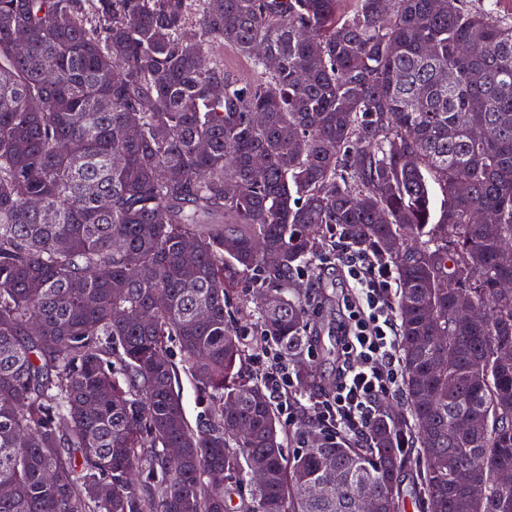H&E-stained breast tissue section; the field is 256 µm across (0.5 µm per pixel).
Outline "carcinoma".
I'll list each match as a JSON object with an SVG mask.
<instances>
[{
  "label": "carcinoma",
  "instance_id": "1",
  "mask_svg": "<svg viewBox=\"0 0 512 512\" xmlns=\"http://www.w3.org/2000/svg\"><path fill=\"white\" fill-rule=\"evenodd\" d=\"M500 3L0 0V512H228L233 490L239 512H358L367 485L400 512L404 469L426 512H512ZM338 245L397 280L405 399L367 448L306 414L285 431L236 320L248 309L306 390L315 323L290 284ZM463 303L485 320L459 319ZM183 375L206 404L194 427ZM215 51L217 55L224 58V69L235 74L240 78H244L249 73V63L246 58L236 54L235 52L225 49L224 46L216 44Z\"/></svg>",
  "mask_w": 512,
  "mask_h": 512
}]
</instances>
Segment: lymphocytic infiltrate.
Returning a JSON list of instances; mask_svg holds the SVG:
<instances>
[{"mask_svg": "<svg viewBox=\"0 0 512 512\" xmlns=\"http://www.w3.org/2000/svg\"><path fill=\"white\" fill-rule=\"evenodd\" d=\"M335 259L349 286L338 327L341 363L334 387L308 402L329 435L364 445L382 402L393 399L400 388L399 326L392 302L396 281L391 266L368 254L341 249ZM266 367L265 383L280 412L295 409L303 398L287 360L271 351Z\"/></svg>", "mask_w": 512, "mask_h": 512, "instance_id": "1", "label": "lymphocytic infiltrate"}]
</instances>
